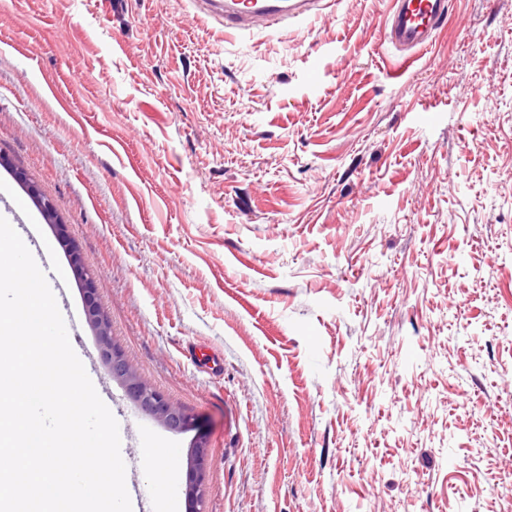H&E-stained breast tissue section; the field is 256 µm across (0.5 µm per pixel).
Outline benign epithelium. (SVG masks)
I'll list each match as a JSON object with an SVG mask.
<instances>
[{"instance_id":"benign-epithelium-1","label":"benign epithelium","mask_w":512,"mask_h":512,"mask_svg":"<svg viewBox=\"0 0 512 512\" xmlns=\"http://www.w3.org/2000/svg\"><path fill=\"white\" fill-rule=\"evenodd\" d=\"M30 193L46 219L52 223L55 237L69 258L71 269L82 291L88 323L97 339L100 358L112 374V378L120 381L125 386L129 397L164 427L177 432L190 429L197 431V437L190 451L186 493L188 500L195 507V512H200L197 505L202 502V479L207 446L198 419L171 402L141 378L123 352L116 347L112 341L110 323L98 299L95 277L83 264L80 252L69 236L67 225L57 220L55 203L34 188L30 189Z\"/></svg>"}]
</instances>
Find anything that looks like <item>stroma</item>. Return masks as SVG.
I'll use <instances>...</instances> for the list:
<instances>
[{
  "instance_id": "obj_1",
  "label": "stroma",
  "mask_w": 512,
  "mask_h": 512,
  "mask_svg": "<svg viewBox=\"0 0 512 512\" xmlns=\"http://www.w3.org/2000/svg\"><path fill=\"white\" fill-rule=\"evenodd\" d=\"M389 2L234 36L191 0H0V199L67 271L12 168L53 199L114 342L200 420L203 512H512V0H450L406 67ZM56 300L133 512H189L194 432L113 380L74 274Z\"/></svg>"
}]
</instances>
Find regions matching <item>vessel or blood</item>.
<instances>
[{
	"mask_svg": "<svg viewBox=\"0 0 512 512\" xmlns=\"http://www.w3.org/2000/svg\"><path fill=\"white\" fill-rule=\"evenodd\" d=\"M212 6L225 31L237 32L261 23L267 26L287 18H308L318 0H198ZM384 17L385 39L399 52L418 53L435 41L448 18V0H391Z\"/></svg>",
	"mask_w": 512,
	"mask_h": 512,
	"instance_id": "b4317fda",
	"label": "vessel or blood"
}]
</instances>
